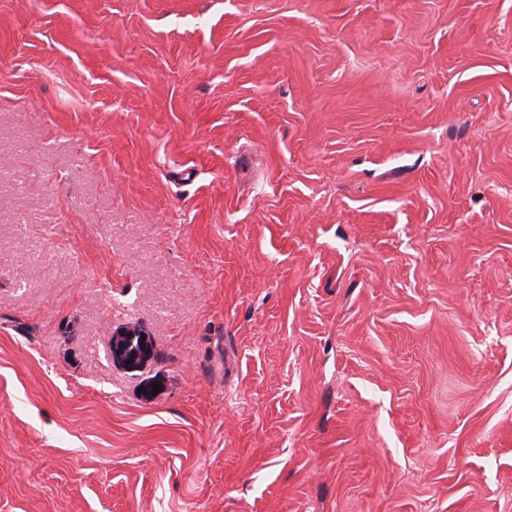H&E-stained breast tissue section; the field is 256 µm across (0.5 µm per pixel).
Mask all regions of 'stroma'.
<instances>
[{
    "mask_svg": "<svg viewBox=\"0 0 512 512\" xmlns=\"http://www.w3.org/2000/svg\"><path fill=\"white\" fill-rule=\"evenodd\" d=\"M0 512H512V0H0Z\"/></svg>",
    "mask_w": 512,
    "mask_h": 512,
    "instance_id": "stroma-1",
    "label": "stroma"
}]
</instances>
